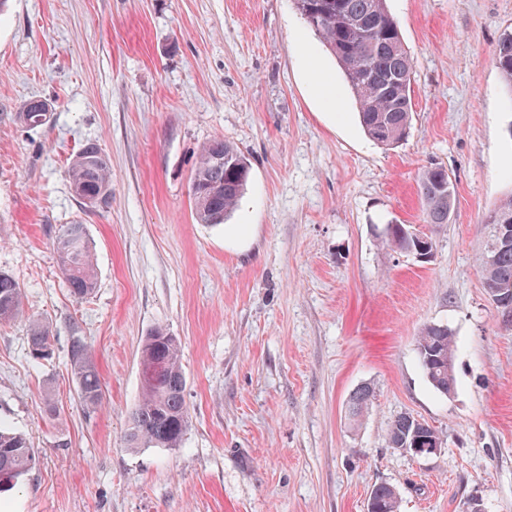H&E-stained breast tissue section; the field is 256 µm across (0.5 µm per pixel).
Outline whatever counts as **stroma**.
I'll use <instances>...</instances> for the list:
<instances>
[{
  "mask_svg": "<svg viewBox=\"0 0 512 512\" xmlns=\"http://www.w3.org/2000/svg\"><path fill=\"white\" fill-rule=\"evenodd\" d=\"M413 59V117L396 146L362 131L332 54L292 0H11L0 13V270L52 328L0 324V422L36 462L0 512H367L387 484L400 512H512V330L482 286L483 221L512 195V89L496 68L512 0H388ZM315 59L309 68L307 59ZM336 90L314 94L319 75ZM32 99L50 120L17 114ZM248 160L225 223H198L200 149ZM112 168L88 209L66 169L85 144ZM447 170L448 223L424 222L417 181ZM86 225L91 297L73 298L52 241ZM433 239L426 261L389 247L385 224ZM454 333L455 389L438 393L415 350ZM181 342L190 424L181 447L131 448L139 351L155 328ZM104 390L80 403L73 337ZM374 391L358 423L351 394ZM434 426L426 458L390 448L398 416ZM34 101L38 100H31L24 105L22 111L18 113V119L26 126H43L47 123L48 104L41 100L42 103L31 105ZM30 352L36 358L46 359L52 355L53 331L50 325L43 321L33 320L27 329Z\"/></svg>",
  "mask_w": 512,
  "mask_h": 512,
  "instance_id": "35a3bbf8",
  "label": "stroma"
}]
</instances>
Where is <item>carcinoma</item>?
Returning <instances> with one entry per match:
<instances>
[{"label": "carcinoma", "instance_id": "obj_1", "mask_svg": "<svg viewBox=\"0 0 512 512\" xmlns=\"http://www.w3.org/2000/svg\"><path fill=\"white\" fill-rule=\"evenodd\" d=\"M306 25L321 38L341 69L357 106L359 122L377 144H398L412 121V57L398 23L388 10L387 0H293ZM494 63L512 88V31L500 36ZM48 104L26 103L18 113L20 122L39 127L47 123ZM245 155L233 145L213 140L204 146L195 164L191 188L196 220L219 225L237 207L248 174ZM69 183L82 188L85 206L102 208L112 199V172L107 157L94 143L79 149L67 168ZM427 224H446L454 206L453 184L439 167L424 172L419 182ZM489 240L480 257L483 283L503 290L512 298V241L502 243L496 236L500 224L512 225V196L503 199L484 219ZM385 242L407 254L433 247L432 238L409 232L403 224H387ZM53 248L59 269L70 294L83 299L95 291L96 268L93 246L86 225L66 224L55 232ZM24 292L7 273L0 271V323L24 316ZM32 355L46 359L52 355L53 331L43 321L33 320L27 329ZM454 333L445 325L429 324L416 339V351L429 384L439 393L454 391V375L448 362L455 352ZM77 395L87 410L102 405L103 386L91 346L75 338L68 350ZM140 360L160 367L130 416L127 433L132 448H179L188 426L185 400L186 378L177 337L157 328L146 336ZM369 388L358 389L352 397L351 415L359 417L372 401ZM390 447L421 448L423 453L442 444L439 431L413 416H400L390 426ZM35 450L20 432L0 425V475L17 479L35 463ZM375 512H399L401 498L392 486L380 484L371 492Z\"/></svg>", "mask_w": 512, "mask_h": 512}]
</instances>
